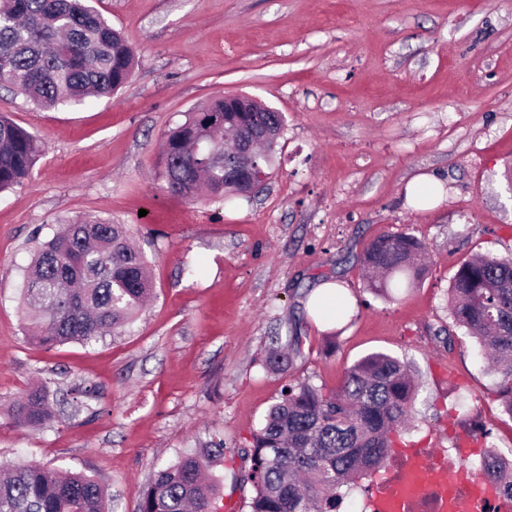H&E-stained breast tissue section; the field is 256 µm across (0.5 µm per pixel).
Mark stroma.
<instances>
[{
    "label": "stroma",
    "mask_w": 512,
    "mask_h": 512,
    "mask_svg": "<svg viewBox=\"0 0 512 512\" xmlns=\"http://www.w3.org/2000/svg\"><path fill=\"white\" fill-rule=\"evenodd\" d=\"M135 52L130 81L80 107L43 108L0 86V114L37 135L22 186L0 192V464L93 477L106 512H139L156 466L223 442L219 512H246L251 435L288 382L337 390L373 352L420 382L408 438L444 447L468 424L458 396L512 447V419L471 346L456 343L447 290L476 254L512 249V0H90ZM244 94L282 112L265 190L222 204L169 191L165 133L212 100ZM440 182L436 204L407 187ZM75 219L131 225L153 296L119 334L32 345L20 303L38 247ZM410 230L428 247L417 287L371 292L363 252ZM350 301L337 337L315 286ZM303 338L287 372L271 347ZM46 383L79 389L37 428L10 405Z\"/></svg>",
    "instance_id": "stroma-1"
}]
</instances>
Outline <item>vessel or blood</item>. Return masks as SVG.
Instances as JSON below:
<instances>
[{
	"label": "vessel or blood",
	"mask_w": 512,
	"mask_h": 512,
	"mask_svg": "<svg viewBox=\"0 0 512 512\" xmlns=\"http://www.w3.org/2000/svg\"><path fill=\"white\" fill-rule=\"evenodd\" d=\"M399 463L392 479L373 486V512H417L422 495L440 490L438 512H473L474 500L492 496L490 487L475 485L471 495L447 498L448 455L446 450L407 448L397 456Z\"/></svg>",
	"instance_id": "obj_1"
}]
</instances>
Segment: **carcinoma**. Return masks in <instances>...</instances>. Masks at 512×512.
I'll return each instance as SVG.
<instances>
[{
  "instance_id": "1",
  "label": "carcinoma",
  "mask_w": 512,
  "mask_h": 512,
  "mask_svg": "<svg viewBox=\"0 0 512 512\" xmlns=\"http://www.w3.org/2000/svg\"><path fill=\"white\" fill-rule=\"evenodd\" d=\"M133 49L87 0H0V83L35 104L109 97L131 78ZM284 116L226 112L216 98L165 135L160 164L170 191L218 201L246 197L251 185L232 153L251 137L256 163L269 175ZM42 144L0 115V192L30 175ZM424 243L409 231L370 242L364 263L375 274L401 277L412 288L420 278ZM151 291L147 261L128 225L74 220L38 249L25 276L23 308L36 314L29 339L43 347L91 343L129 324ZM448 311L492 374V393L512 418V251L461 262L448 288ZM300 337L269 350L266 364L286 371L300 355ZM252 435L251 465L243 482L253 493L247 512H338L353 481L371 477L391 460L393 437L413 415L417 383L410 365L371 353L348 370L339 390L325 393L304 380L284 385ZM51 391L29 389L12 403L21 426L50 418ZM224 457V442L180 456L157 469L140 512H215L218 482L209 463ZM483 481L512 495L497 464L479 465ZM0 512H105L101 486L81 474L37 463L0 475Z\"/></svg>"
}]
</instances>
